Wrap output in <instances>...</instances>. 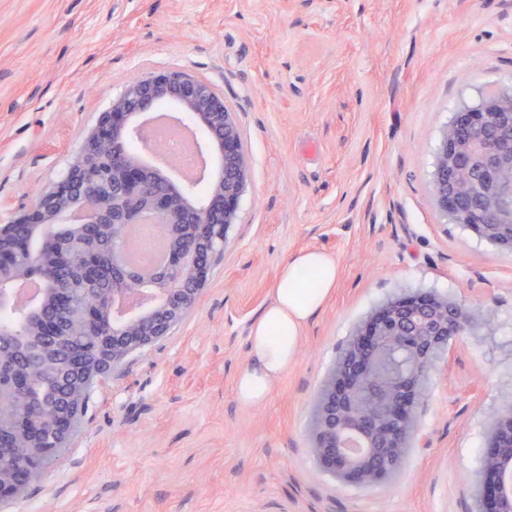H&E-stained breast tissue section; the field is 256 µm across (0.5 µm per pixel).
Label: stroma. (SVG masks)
Segmentation results:
<instances>
[{"label": "stroma", "mask_w": 512, "mask_h": 512, "mask_svg": "<svg viewBox=\"0 0 512 512\" xmlns=\"http://www.w3.org/2000/svg\"><path fill=\"white\" fill-rule=\"evenodd\" d=\"M174 71L224 96L252 158L230 244L0 512H478L486 433L512 409V250L447 221L430 186L455 111L512 89V0H0V225L128 81ZM303 250L335 256L336 287L269 399L242 406L251 327ZM418 290L483 321L428 383L427 445L342 484L310 452L315 399L357 325Z\"/></svg>", "instance_id": "35a3bbf8"}]
</instances>
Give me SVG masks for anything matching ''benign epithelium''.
<instances>
[{
    "label": "benign epithelium",
    "mask_w": 512,
    "mask_h": 512,
    "mask_svg": "<svg viewBox=\"0 0 512 512\" xmlns=\"http://www.w3.org/2000/svg\"><path fill=\"white\" fill-rule=\"evenodd\" d=\"M169 105L195 129L218 159L196 183L153 193L155 168L130 147L142 141L143 117ZM112 146V172L69 167L43 189L14 220L50 249L65 250L54 236L57 224L110 221L121 232L113 239L112 266L132 284L87 310L112 334V350L99 356L84 376L103 384L130 355L168 336L198 303L210 269L195 244L168 246L161 270L140 277L123 258L128 227L152 217L171 236L177 224H195L196 233L218 232L228 243L250 177L251 160L242 144L234 112L206 81L171 72L139 78L112 98L85 138L79 159ZM432 196L437 210L492 244L512 249V90L464 105L444 133L434 160ZM28 251L25 240L0 250V303L11 305L17 263ZM478 323L475 313L431 292L401 295L374 311L356 328L340 353L315 404L310 451L318 466L347 485L376 484L397 467L417 433L415 407L422 383L448 338ZM38 471H25L24 458L0 468V500L24 497ZM481 512H512V410L490 428L478 481Z\"/></svg>",
    "instance_id": "obj_1"
}]
</instances>
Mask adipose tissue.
Wrapping results in <instances>:
<instances>
[{"instance_id": "1", "label": "adipose tissue", "mask_w": 512, "mask_h": 512, "mask_svg": "<svg viewBox=\"0 0 512 512\" xmlns=\"http://www.w3.org/2000/svg\"><path fill=\"white\" fill-rule=\"evenodd\" d=\"M339 267L334 256L308 250L282 266L271 297L250 331L252 361L235 383L238 402H265L275 380L292 364L302 333L336 286Z\"/></svg>"}]
</instances>
